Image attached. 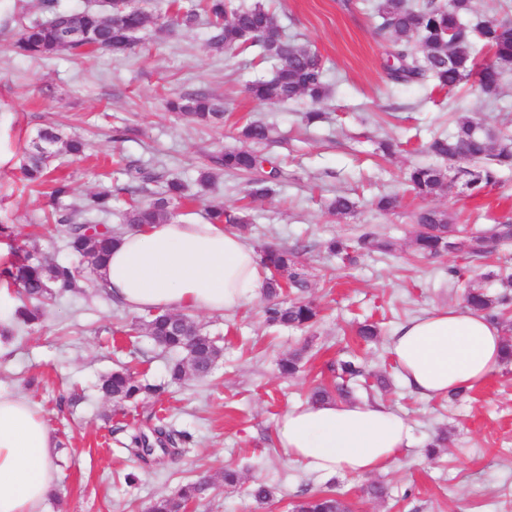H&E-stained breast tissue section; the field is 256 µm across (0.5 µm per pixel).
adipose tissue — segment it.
<instances>
[{
	"mask_svg": "<svg viewBox=\"0 0 512 512\" xmlns=\"http://www.w3.org/2000/svg\"><path fill=\"white\" fill-rule=\"evenodd\" d=\"M98 283L134 313L221 312L264 286L259 257L224 224L174 219L120 236ZM404 384L435 397L474 388L503 364V332L488 316L442 307L395 331L391 342ZM277 441L311 472L363 475L390 467L411 448L410 423L377 401L326 400L288 409ZM55 442L35 405L0 393V512H42L54 484Z\"/></svg>",
	"mask_w": 512,
	"mask_h": 512,
	"instance_id": "obj_1",
	"label": "adipose tissue"
}]
</instances>
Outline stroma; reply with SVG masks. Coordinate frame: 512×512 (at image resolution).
<instances>
[{
    "label": "stroma",
    "instance_id": "obj_1",
    "mask_svg": "<svg viewBox=\"0 0 512 512\" xmlns=\"http://www.w3.org/2000/svg\"><path fill=\"white\" fill-rule=\"evenodd\" d=\"M287 34L317 49L327 67L332 95L321 104V122L306 125L304 102L270 108L246 96L247 80L264 73L256 50L219 53L208 45L209 27L160 36L127 56L97 53L76 59L61 53L33 60L14 53L11 43L21 22L44 18L40 0H0V267L19 248L37 247L50 263H71L63 227L45 219L44 186L24 180V146L40 128L57 125L87 142L78 157L58 156L52 175L70 182L66 203L78 209L90 193L115 186L112 212L105 221L122 230L129 199L149 201L165 180L177 177L195 200L183 213L207 220L210 201L246 207V236L253 248L265 244L302 246L297 268L320 309L313 326L296 330L265 322L264 296L216 313L190 318L214 337L223 355L212 375L182 384L167 382L168 352L147 336L145 314L112 301L86 276L77 288L49 304L41 321L8 327L11 352L0 357V391L27 396L40 410L56 444L52 497L46 512H149L160 497L204 477L215 478L225 465L241 470L237 485L217 482L205 490L191 512H289L304 493L335 486L352 512H512V362L459 402L425 399L402 383L390 351L397 325L422 312L461 304V287L450 269L503 293L511 286L512 244L481 258L448 253L420 260L414 256L415 214L431 206L447 211L456 224L486 227L512 220V169L495 184L471 196L459 170L464 159L448 162L454 179L447 193L422 200L408 190L404 173L432 163L424 146L449 130L452 118L467 115L512 137V76L490 100L468 85L448 94L415 86L387 84L385 45L374 34L376 20L367 0H264ZM200 91L224 101L226 118L218 128L196 124L168 111L167 99ZM249 119L273 125L274 142L260 151L283 170L268 198L250 204L243 195L247 176L216 171L209 190L197 184L212 156L242 148L237 127ZM124 138L113 141V129ZM404 142L394 156L383 155L380 140ZM134 164L154 174V182L131 181ZM358 202L355 215L339 217L325 205L336 194ZM395 194L400 207L374 210L373 200ZM373 232L391 244L353 265L331 256L330 239ZM377 322L382 336L366 345L356 333L364 320ZM301 352V371L281 377L278 364ZM362 356L368 374L357 399L378 401L408 419L414 444L385 470L365 475L319 477L291 461L275 440L284 412L306 403L318 383H332L330 366L346 353ZM128 366L147 382L162 386L159 396L136 404L102 398L98 378ZM188 433L181 456L150 464L133 461L123 448L130 428L158 424ZM445 436L444 447L428 456L427 446ZM276 489L272 501L256 502L253 480ZM387 487L375 499L370 484Z\"/></svg>",
    "mask_w": 512,
    "mask_h": 512
}]
</instances>
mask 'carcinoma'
Wrapping results in <instances>:
<instances>
[{"instance_id": "obj_1", "label": "carcinoma", "mask_w": 512, "mask_h": 512, "mask_svg": "<svg viewBox=\"0 0 512 512\" xmlns=\"http://www.w3.org/2000/svg\"><path fill=\"white\" fill-rule=\"evenodd\" d=\"M472 3L473 0L444 3L422 0L419 4H411L409 0H377L375 34L386 46L388 82L448 92L470 82L484 97L497 98L505 74L512 71V23L494 19L473 23L469 20L473 14ZM42 5L50 17L33 20L20 29L13 43L16 54L43 59L60 52L74 56L86 52L126 53L144 44L149 29L169 33L175 27H193L201 10L208 20V43L212 48L230 51L256 47L260 60L270 66L269 76L247 85V92L254 99L277 105L303 98L315 106L332 93L321 55L310 46L289 39L279 15L260 0L248 5H237L233 0H201L199 10L176 9L170 3L164 11L157 9L154 0H110L105 12L60 10L54 0H42ZM483 50L494 56L492 64L479 61L478 55ZM170 107L206 125L224 122V105L205 93L188 92L171 102ZM271 133V127L257 121L243 123L240 131L241 138L249 143L264 142ZM84 149L85 143L78 137H69L58 129H41L28 144L26 176L33 182L40 181L55 157L79 156ZM428 150L443 161L463 157L473 163L475 169L468 171L467 186L476 194L497 181L498 169L512 168V150L500 144L497 129L468 117L455 118L453 131L435 136ZM265 162V158L250 149L226 151L215 157V163L227 172L253 173L263 169ZM279 176L280 172L273 168L268 176L252 179L246 196L254 200L267 197L270 183ZM407 182L417 196L437 197L448 189V169L438 164L416 165L409 169ZM185 191L182 182L172 179L148 204L131 199L126 223L137 228L171 219L175 207L190 200ZM69 194V184L55 183L50 193L49 218L67 226V247L79 258V265L50 264L38 256L36 249L21 248L11 267L4 270L30 302L16 311V318L24 324L38 321L41 304L71 290L85 271L97 272L118 237L108 224L76 222L64 204ZM111 201L112 190L102 189L86 198L84 210L88 215H108ZM355 209L356 203L344 194L336 195L328 203V210L336 215H351ZM208 212L214 223L248 229L249 218L239 209H228L224 203L215 201L208 206ZM416 224L418 231L413 244L423 258L444 252L476 257L491 244L512 241L511 221L495 224L487 233L477 235L452 223L446 211L426 208L417 213ZM387 248L389 245L379 243L370 235H362L353 243L344 239H332L328 243L330 253L350 264L365 252ZM260 265L264 291L274 298L265 309L266 320L293 328L314 323L318 310L305 297L309 285L296 271L295 253L265 246L260 250ZM285 273L288 280L282 282L280 277ZM464 301L474 312L502 323L512 321L503 309L507 297L497 296L479 283H467ZM144 328L156 343L177 354L168 365L173 382L210 375L221 357L222 348L217 342L186 316L170 312L153 314L145 321ZM332 371L336 373V384L315 387L311 400H348L353 394L351 384L365 376L363 363L355 356L336 361ZM98 390L106 399L131 402L152 388L121 368L102 376ZM176 445L173 434L157 427L149 435L141 431L131 433L124 449L129 457L145 462L158 449L165 454H179ZM205 488L206 483L201 481L187 484L176 495L157 500L151 512H185ZM291 512H350V505L343 493L330 488L305 494L292 505Z\"/></svg>"}]
</instances>
